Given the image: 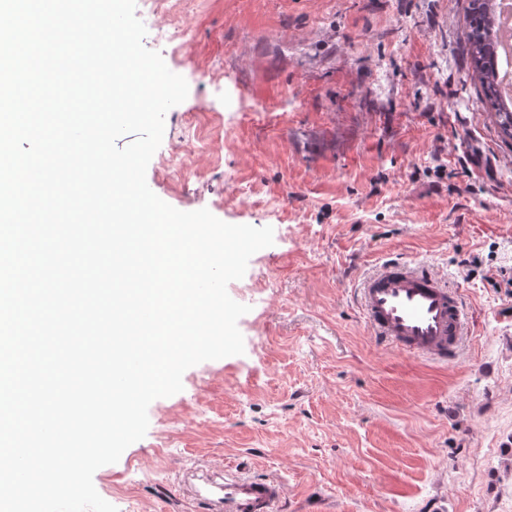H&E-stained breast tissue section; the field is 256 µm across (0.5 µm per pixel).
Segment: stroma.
Segmentation results:
<instances>
[{"label":"stroma","instance_id":"stroma-1","mask_svg":"<svg viewBox=\"0 0 512 512\" xmlns=\"http://www.w3.org/2000/svg\"><path fill=\"white\" fill-rule=\"evenodd\" d=\"M185 78L149 188L269 226L230 297L243 354L187 369L93 477L118 512H191L187 468L287 484L279 512H512V146L466 67V0H157ZM183 172L169 162L186 140ZM403 257L472 318L454 362L368 333L356 280Z\"/></svg>","mask_w":512,"mask_h":512}]
</instances>
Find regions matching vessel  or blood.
Returning <instances> with one entry per match:
<instances>
[{"label": "vessel or blood", "instance_id": "obj_1", "mask_svg": "<svg viewBox=\"0 0 512 512\" xmlns=\"http://www.w3.org/2000/svg\"><path fill=\"white\" fill-rule=\"evenodd\" d=\"M362 315L371 336L405 355L438 362L455 360L465 339V301L433 270L393 259L365 276L358 287ZM218 492L197 489L193 500L207 512H277L285 484L249 479L221 470Z\"/></svg>", "mask_w": 512, "mask_h": 512}]
</instances>
